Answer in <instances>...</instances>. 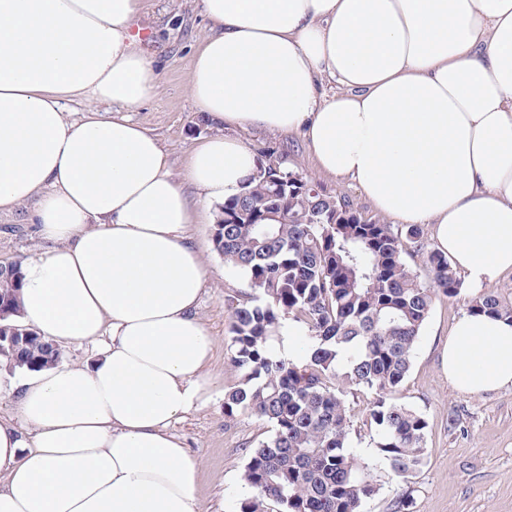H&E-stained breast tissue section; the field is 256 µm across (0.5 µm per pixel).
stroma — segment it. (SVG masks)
<instances>
[{
	"label": "stroma",
	"mask_w": 512,
	"mask_h": 512,
	"mask_svg": "<svg viewBox=\"0 0 512 512\" xmlns=\"http://www.w3.org/2000/svg\"><path fill=\"white\" fill-rule=\"evenodd\" d=\"M137 23L148 31L141 47L160 64L161 81L156 95L131 117L154 131L178 170L195 141L212 133L199 124L186 90L192 52L209 35V26L192 0H166L164 8L147 10ZM239 136L256 148L279 147L287 152L290 167L326 193L347 198L363 216H374L371 204L354 186L316 172L299 137L259 129L240 131ZM31 212L26 204L0 214V261L24 260L44 250L30 222ZM212 234V225L192 227L208 275L198 315L214 339L207 367L209 388L172 430L202 464L197 488L200 512H239L246 448L265 439L270 427L251 415L231 419L224 415V395L240 380L231 363L229 322L244 278L214 250ZM477 294V288L466 283L457 297L434 298L412 367L396 393L428 423L427 461L411 483L394 477L370 443L366 414L373 393L349 396L353 442L362 459L376 463L381 482L379 493L363 504L362 512H393L396 500L406 494L414 500V512H512V388L481 395L458 392L449 385L443 364L450 330Z\"/></svg>",
	"instance_id": "stroma-1"
}]
</instances>
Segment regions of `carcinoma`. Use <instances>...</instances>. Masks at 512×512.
I'll return each instance as SVG.
<instances>
[{
	"instance_id": "cac0c4a2",
	"label": "carcinoma",
	"mask_w": 512,
	"mask_h": 512,
	"mask_svg": "<svg viewBox=\"0 0 512 512\" xmlns=\"http://www.w3.org/2000/svg\"><path fill=\"white\" fill-rule=\"evenodd\" d=\"M241 192L218 207L213 245L244 276L230 317L231 361L241 382L224 396L225 415L255 416L271 435L251 450L240 512H360L380 490L376 465L356 454L345 397L375 394L367 420L371 443L405 481L426 458L427 421L391 398L406 378L433 298H452L461 282L448 256L426 252L429 280L404 255L423 249L420 224L394 230L363 218L349 200L314 189L266 146ZM20 262L0 273V336H17L0 357L12 367L41 368L58 359L36 333L11 319L18 312ZM467 311L512 318V304L494 292L474 297ZM309 332L300 363L277 357L271 344L286 321Z\"/></svg>"
}]
</instances>
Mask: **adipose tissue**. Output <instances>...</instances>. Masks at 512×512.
Here are the masks:
<instances>
[{
  "mask_svg": "<svg viewBox=\"0 0 512 512\" xmlns=\"http://www.w3.org/2000/svg\"><path fill=\"white\" fill-rule=\"evenodd\" d=\"M147 2L0 0V213L35 202L49 244L17 320L108 339L88 364L0 369L21 418L0 421V512H199L172 430L213 344L190 228L256 170L241 130L298 135L382 216L434 225L473 286L512 273V0H196L213 33L187 89L217 132L178 172L130 117L159 87L132 32ZM445 365L462 393L512 387V318L462 313Z\"/></svg>",
  "mask_w": 512,
  "mask_h": 512,
  "instance_id": "adipose-tissue-1",
  "label": "adipose tissue"
}]
</instances>
